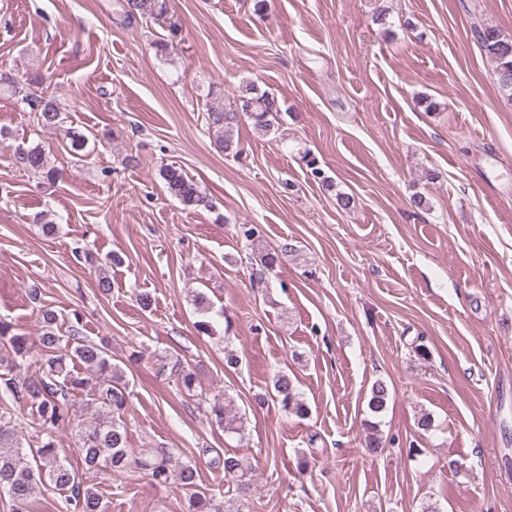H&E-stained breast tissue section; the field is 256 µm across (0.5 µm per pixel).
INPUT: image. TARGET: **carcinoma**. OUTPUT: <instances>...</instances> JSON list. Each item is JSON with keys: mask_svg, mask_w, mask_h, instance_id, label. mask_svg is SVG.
Masks as SVG:
<instances>
[{"mask_svg": "<svg viewBox=\"0 0 512 512\" xmlns=\"http://www.w3.org/2000/svg\"><path fill=\"white\" fill-rule=\"evenodd\" d=\"M128 20L166 17L164 0H122L120 4ZM477 40L487 59L495 66L500 87L512 91V39L498 28L485 25L476 30ZM22 102L33 112L36 124L43 130H59L64 118L55 100L29 92ZM253 121L260 133L270 132L282 118V108L272 93L259 90L249 83L242 88L235 108L212 106L207 112L209 128L215 132V143L222 152L240 154L235 141L242 116ZM68 151L83 156L86 136L69 128L65 131ZM16 166L40 175L44 182L54 184L61 172L53 167L38 144L18 146L13 154ZM301 160L329 191L333 181L319 166V160L309 152ZM159 177L166 191L191 209H212L205 189L182 168L173 164L161 166ZM293 251L285 243L281 253ZM279 253V254H281ZM279 254L262 253L259 262L251 267L250 278L258 286L265 284L279 260ZM193 304L199 316L194 323L196 331L211 338L218 336L215 325L220 312L213 315L210 299L198 293ZM40 333L26 336L14 331L8 322L0 321V495L10 501L11 512H34L33 493L37 485L48 484L72 512H105V504L97 491L83 481L79 467L89 470L122 472L138 469L161 487L175 485L188 496V512H230L225 508L221 488L199 485L197 466L179 462L170 448H131L123 416L128 408L131 391L123 370L112 363L104 347L81 335L82 316L74 313L70 325H59V317L51 309H40ZM38 348L40 358L31 360V352ZM157 374L176 380L181 389L192 393L198 382L196 374L167 356L156 358ZM27 365L35 371L23 381L11 373ZM270 398L287 415L306 418L310 408L298 390L295 379L287 371L279 370L273 377ZM387 385L376 381L367 396V409L373 420L366 421L367 447L376 452L384 448L375 418L387 408ZM210 417L226 430L238 432L240 419L232 414V400L224 393L205 399ZM94 407L96 414L86 417L84 409ZM28 410L37 415L38 428L32 441L24 443L19 435L20 416ZM70 427L75 434V445L81 466L70 460L59 447L55 433ZM210 465L224 470L225 481L232 484L235 495L244 499L252 490L253 468L244 458L228 449L216 454Z\"/></svg>", "mask_w": 512, "mask_h": 512, "instance_id": "cac0c4a2", "label": "carcinoma"}]
</instances>
